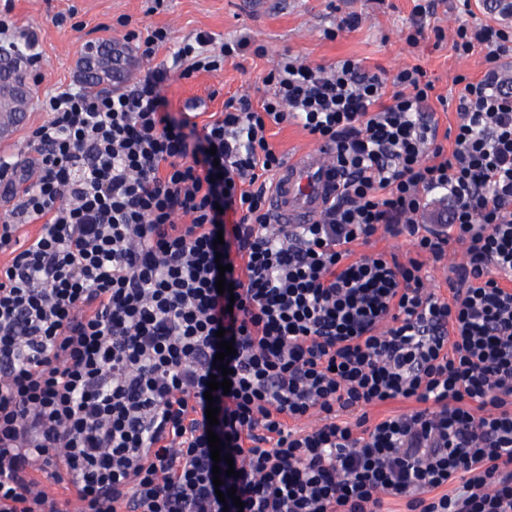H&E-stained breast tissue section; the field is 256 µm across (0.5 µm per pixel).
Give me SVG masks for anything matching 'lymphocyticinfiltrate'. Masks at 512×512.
Masks as SVG:
<instances>
[{
    "label": "lymphocytic infiltrate",
    "mask_w": 512,
    "mask_h": 512,
    "mask_svg": "<svg viewBox=\"0 0 512 512\" xmlns=\"http://www.w3.org/2000/svg\"><path fill=\"white\" fill-rule=\"evenodd\" d=\"M452 48L490 67L464 79L448 149L419 66L286 55L260 106L172 115V76L262 55L246 36L200 33L127 90L42 101L33 157L0 159V512H512V28L462 24ZM288 122L343 177L291 227L268 207L285 157L267 130ZM434 192L439 229L421 221ZM402 236L413 255L373 247ZM453 243L444 296L422 270ZM224 367L229 392L205 399ZM212 433L235 469L218 487ZM231 490L241 506L219 502Z\"/></svg>",
    "instance_id": "lymphocytic-infiltrate-1"
}]
</instances>
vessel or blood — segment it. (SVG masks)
Instances as JSON below:
<instances>
[{"instance_id":"1","label":"vessel or blood","mask_w":512,"mask_h":512,"mask_svg":"<svg viewBox=\"0 0 512 512\" xmlns=\"http://www.w3.org/2000/svg\"><path fill=\"white\" fill-rule=\"evenodd\" d=\"M340 182L324 152L297 153L276 177L270 205L277 223L310 224L317 220Z\"/></svg>"}]
</instances>
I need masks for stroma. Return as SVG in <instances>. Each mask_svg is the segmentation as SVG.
<instances>
[{
  "mask_svg": "<svg viewBox=\"0 0 512 512\" xmlns=\"http://www.w3.org/2000/svg\"><path fill=\"white\" fill-rule=\"evenodd\" d=\"M437 3L431 23L443 30L444 41L429 37L412 48L405 37L415 0H0V19L8 22L12 42L23 45L25 33L36 32L40 53L29 73L30 105L11 136L0 139V156L21 163L31 158L28 135L48 118L42 100L77 81L78 61L89 45L107 36L122 41L130 29L142 35L166 30L170 48L201 31L221 42L246 36L263 48V55L231 59L221 69L201 70L166 87L170 112L192 115L200 124L230 97L260 100L266 92L262 77L285 53L322 65L351 58L381 75L419 65L435 78L439 94L455 98L456 76L481 78L487 64L480 51L455 54L452 37L463 20L459 2ZM345 15L358 16V27L327 39L326 31Z\"/></svg>",
  "mask_w": 512,
  "mask_h": 512,
  "instance_id": "stroma-1",
  "label": "stroma"
}]
</instances>
